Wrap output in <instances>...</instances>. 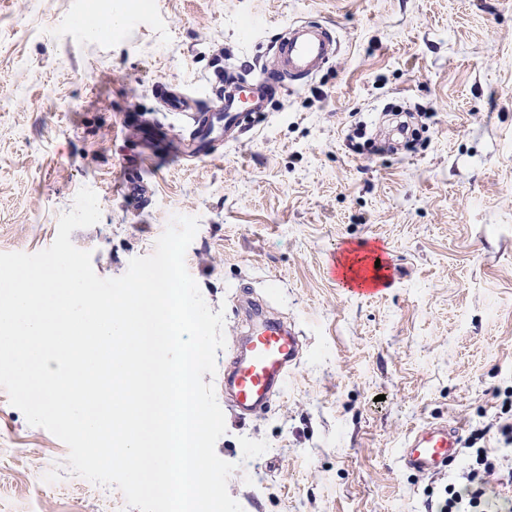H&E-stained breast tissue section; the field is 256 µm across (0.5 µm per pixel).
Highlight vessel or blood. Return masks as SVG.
<instances>
[{"mask_svg": "<svg viewBox=\"0 0 512 512\" xmlns=\"http://www.w3.org/2000/svg\"><path fill=\"white\" fill-rule=\"evenodd\" d=\"M279 67L249 81L216 75L213 90L221 94L224 105V135L235 139L240 133L243 113L266 111L274 92L301 86L335 57L338 44L331 26L315 21L287 27L273 44ZM170 111L189 113L193 122L191 141L209 133L213 117L198 101L183 92L164 91ZM127 200L136 207L148 202L153 187L137 168H129L124 185ZM300 352L297 332L271 319L255 321L249 329L243 352L227 362L224 388L239 418H247L263 408L287 383L290 367ZM460 455L458 428L453 424L431 423L412 433L401 450L404 466L419 474L439 471Z\"/></svg>", "mask_w": 512, "mask_h": 512, "instance_id": "vessel-or-blood-1", "label": "vessel or blood"}]
</instances>
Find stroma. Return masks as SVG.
<instances>
[{
    "instance_id": "stroma-1",
    "label": "stroma",
    "mask_w": 512,
    "mask_h": 512,
    "mask_svg": "<svg viewBox=\"0 0 512 512\" xmlns=\"http://www.w3.org/2000/svg\"><path fill=\"white\" fill-rule=\"evenodd\" d=\"M85 0H0V252L48 248L81 187L100 221L72 232L102 278L153 254L173 215L195 216L185 253L225 363L255 299L299 333L287 385L226 420L243 512H425L470 454L421 476L408 436L454 420L462 442L512 456V0H112V30L73 23ZM299 20L339 51L309 82L183 159L177 86L210 112L218 68L273 69ZM403 102L425 131L408 152L349 150L350 130ZM156 186L132 208L124 174ZM360 249L386 283L350 292L332 256ZM67 446L0 388V512H130L122 492L71 472ZM46 480H39L38 472Z\"/></svg>"
}]
</instances>
